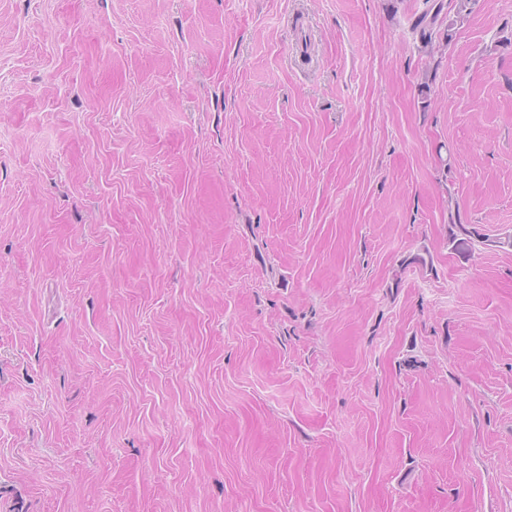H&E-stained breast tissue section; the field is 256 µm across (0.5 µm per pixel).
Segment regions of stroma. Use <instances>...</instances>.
I'll return each instance as SVG.
<instances>
[{
    "mask_svg": "<svg viewBox=\"0 0 512 512\" xmlns=\"http://www.w3.org/2000/svg\"><path fill=\"white\" fill-rule=\"evenodd\" d=\"M0 0V512H512V0ZM434 9V12L431 14V11ZM441 5L438 3H433L432 7L426 12H424L421 16H419L414 23V30L418 34L421 49L427 53L432 54L436 48H438L440 43H436V34L435 30V22L438 14L440 13Z\"/></svg>",
    "mask_w": 512,
    "mask_h": 512,
    "instance_id": "1",
    "label": "stroma"
}]
</instances>
